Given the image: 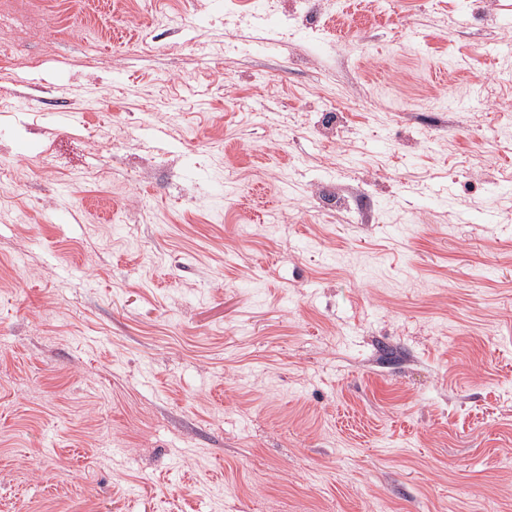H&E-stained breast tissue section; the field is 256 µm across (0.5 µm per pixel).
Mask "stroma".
<instances>
[{"instance_id":"1","label":"stroma","mask_w":512,"mask_h":512,"mask_svg":"<svg viewBox=\"0 0 512 512\" xmlns=\"http://www.w3.org/2000/svg\"><path fill=\"white\" fill-rule=\"evenodd\" d=\"M39 6L0 512H512V0Z\"/></svg>"}]
</instances>
